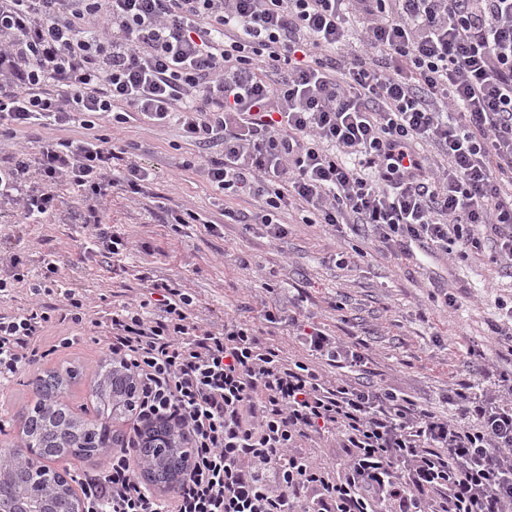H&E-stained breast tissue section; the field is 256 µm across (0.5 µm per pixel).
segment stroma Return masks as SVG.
Returning a JSON list of instances; mask_svg holds the SVG:
<instances>
[{
    "label": "stroma",
    "instance_id": "obj_1",
    "mask_svg": "<svg viewBox=\"0 0 512 512\" xmlns=\"http://www.w3.org/2000/svg\"><path fill=\"white\" fill-rule=\"evenodd\" d=\"M115 137L152 170L153 190L168 206L216 213L228 203L199 172L186 169L198 149L176 127L139 123ZM54 192L58 210L40 224L13 223V206L0 200V278L9 277L16 263L26 274L10 295L0 298L2 313H19L35 302L32 287L43 281L51 261L57 267V288L80 293L97 310L137 299L145 286L141 275L147 272L155 280L180 282L194 298L199 320L212 330L223 329L225 314L244 308L261 341L290 355L301 356L305 350L286 327L266 322L263 314L265 308L287 305L292 296L303 295L301 319L346 343L366 345L375 383L441 412L448 390L470 378V350L484 353L489 365L501 363L489 325L499 318L498 301H512V272L489 266L483 257L460 263L421 250L408 260L374 253L347 272L327 263L337 242L321 227L293 225L291 234L277 242L266 238L261 228L246 231L238 224L225 225L219 235L200 232L192 224L176 232L156 202H134L116 193L106 204L107 222L128 239L131 250L108 263L84 244L75 220L86 206L83 197L65 183ZM228 204L256 207L246 197ZM243 257L249 269H241ZM437 285L447 286L456 296L458 310L431 299ZM340 294L348 303L342 312L332 306ZM49 333L74 337L75 342L23 367L10 386L0 389V399L33 402L32 371L75 366L79 377L69 386L67 398L80 416L93 418L91 386L104 361L91 332L57 325Z\"/></svg>",
    "mask_w": 512,
    "mask_h": 512
}]
</instances>
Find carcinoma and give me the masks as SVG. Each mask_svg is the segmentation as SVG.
Instances as JSON below:
<instances>
[{
    "instance_id": "cac0c4a2",
    "label": "carcinoma",
    "mask_w": 512,
    "mask_h": 512,
    "mask_svg": "<svg viewBox=\"0 0 512 512\" xmlns=\"http://www.w3.org/2000/svg\"><path fill=\"white\" fill-rule=\"evenodd\" d=\"M77 375L74 367L62 372H47L38 380L36 406H24L18 413V417L24 419L25 438L43 458L89 460L93 456V448L89 447L92 435L103 437L113 444H119L124 439L123 435L112 430V422L126 415V406L122 403L127 385L125 373L117 367H109L99 374L93 388L94 420L83 418L60 401V394ZM165 435L167 427H149L139 433L138 445L141 456L156 460V467L147 472V476L152 482L164 485L179 482L183 472L180 455L164 447Z\"/></svg>"
}]
</instances>
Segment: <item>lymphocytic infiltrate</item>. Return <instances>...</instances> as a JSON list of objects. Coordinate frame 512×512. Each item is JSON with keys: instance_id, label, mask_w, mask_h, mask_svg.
Here are the masks:
<instances>
[{"instance_id": "obj_1", "label": "lymphocytic infiltrate", "mask_w": 512, "mask_h": 512, "mask_svg": "<svg viewBox=\"0 0 512 512\" xmlns=\"http://www.w3.org/2000/svg\"><path fill=\"white\" fill-rule=\"evenodd\" d=\"M138 120L219 147L198 169L258 204L219 221L170 208V224H257L280 240L293 209L343 235L330 257L342 270L366 240L397 257L484 253L512 268V0H0V140L87 131L0 166V197L24 222L55 210L63 180L100 199L151 196L149 169L109 136ZM81 222L103 256L127 250L104 210ZM265 317L287 322L306 356L263 344L249 321L206 329L173 282L100 316L68 289L0 314V384L49 327L84 325L135 376L136 429L164 422L188 440L190 468L168 498L141 478L135 439L107 449L78 477L85 512H512V404L483 388L512 392L506 328L491 326L505 366H473L443 416L367 379H324L313 360L363 369L365 353L295 312ZM325 433L347 450L341 470L295 450ZM85 130L81 129L78 124H68L63 126L51 127L50 129L33 128L27 130V132H18L16 138L12 141L13 143L4 146L2 153H0V159L2 162H6L8 159L7 153L18 149L20 146L35 147L37 143L34 141L37 139H52V138H77L81 136ZM4 152L6 154H4Z\"/></svg>"}]
</instances>
